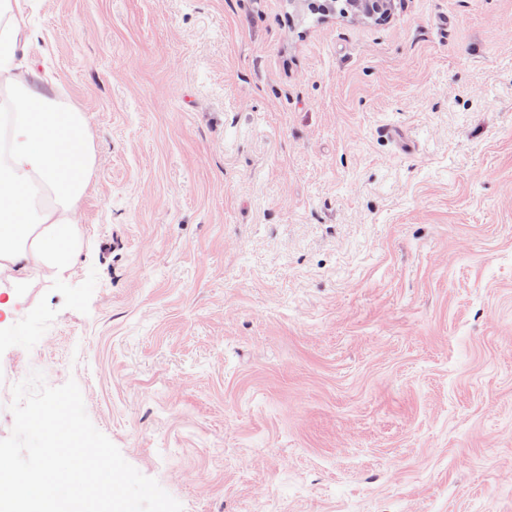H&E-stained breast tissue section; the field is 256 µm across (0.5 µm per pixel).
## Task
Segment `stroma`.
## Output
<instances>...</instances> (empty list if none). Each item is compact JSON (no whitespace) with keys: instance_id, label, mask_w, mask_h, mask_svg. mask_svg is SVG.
Segmentation results:
<instances>
[{"instance_id":"35a3bbf8","label":"stroma","mask_w":512,"mask_h":512,"mask_svg":"<svg viewBox=\"0 0 512 512\" xmlns=\"http://www.w3.org/2000/svg\"><path fill=\"white\" fill-rule=\"evenodd\" d=\"M34 0L76 265L0 327L183 512H512V0Z\"/></svg>"}]
</instances>
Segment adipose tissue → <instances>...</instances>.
<instances>
[{
	"label": "adipose tissue",
	"instance_id": "obj_1",
	"mask_svg": "<svg viewBox=\"0 0 512 512\" xmlns=\"http://www.w3.org/2000/svg\"><path fill=\"white\" fill-rule=\"evenodd\" d=\"M28 0H0V276L14 293L74 267L96 155L84 112L28 62Z\"/></svg>",
	"mask_w": 512,
	"mask_h": 512
}]
</instances>
